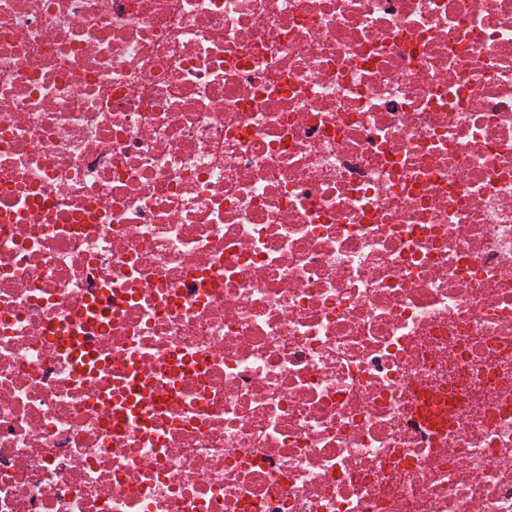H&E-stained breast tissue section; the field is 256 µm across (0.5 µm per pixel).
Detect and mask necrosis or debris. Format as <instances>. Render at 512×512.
Returning <instances> with one entry per match:
<instances>
[{
	"label": "necrosis or debris",
	"mask_w": 512,
	"mask_h": 512,
	"mask_svg": "<svg viewBox=\"0 0 512 512\" xmlns=\"http://www.w3.org/2000/svg\"><path fill=\"white\" fill-rule=\"evenodd\" d=\"M0 512H512V0H0Z\"/></svg>",
	"instance_id": "1"
}]
</instances>
